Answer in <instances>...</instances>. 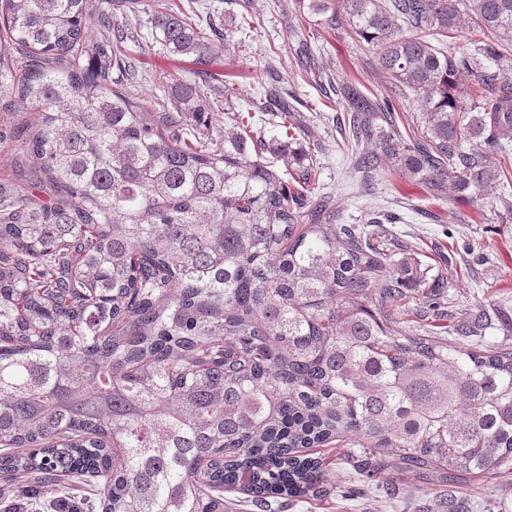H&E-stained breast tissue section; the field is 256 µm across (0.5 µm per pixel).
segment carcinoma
<instances>
[{
  "mask_svg": "<svg viewBox=\"0 0 512 512\" xmlns=\"http://www.w3.org/2000/svg\"><path fill=\"white\" fill-rule=\"evenodd\" d=\"M91 6L0 0V110L36 109L32 132L0 121V145L46 195L0 185V471L35 496L94 480L102 512H224L237 489L259 512L318 498L328 471L309 449L348 435L365 481L378 449L432 485L511 471L512 348L484 341L487 311L446 338L404 332L398 315L434 304L439 281L412 258L391 268L392 216L338 224L313 196L293 108L284 142L244 121L193 127L208 108L176 78L174 108L150 109L112 78L135 69L117 14L90 34ZM315 8L394 81L382 99L338 89L356 168L437 199L497 186L512 213V172L491 159L512 154V0ZM152 29L200 59L215 34L173 9ZM458 32L464 48L445 44ZM408 91L422 112L405 138Z\"/></svg>",
  "mask_w": 512,
  "mask_h": 512,
  "instance_id": "1",
  "label": "carcinoma"
}]
</instances>
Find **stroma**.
I'll return each instance as SVG.
<instances>
[{
  "label": "stroma",
  "mask_w": 512,
  "mask_h": 512,
  "mask_svg": "<svg viewBox=\"0 0 512 512\" xmlns=\"http://www.w3.org/2000/svg\"><path fill=\"white\" fill-rule=\"evenodd\" d=\"M188 16L219 29L206 58L174 55L151 35L150 19L166 0H126L119 18L135 59L132 93L145 99H167L158 84L168 74L200 90L210 111L206 124L223 129L227 117L248 113L255 132L278 135L279 118L270 104L271 90L294 106L297 121L311 132L320 149L316 195L329 197L340 224H365L391 213L388 225L391 262L414 258L440 279L441 299L456 312L484 305L499 320L486 332L488 340L512 347V335L501 320L512 317V218L498 212L492 200L475 204L435 200L420 185L382 169L361 182L354 155L336 126L342 104L329 79L360 84L369 96H389L393 85L378 64L375 48L341 26L332 27L311 0H179ZM330 61L331 74L315 75L300 62L299 46ZM347 443L333 442L319 451L328 458L325 497L283 505L279 512H433L436 491L411 472L382 466L369 493L343 461ZM469 512H512V474L474 481L466 478L448 489Z\"/></svg>",
  "instance_id": "35a3bbf8"
}]
</instances>
